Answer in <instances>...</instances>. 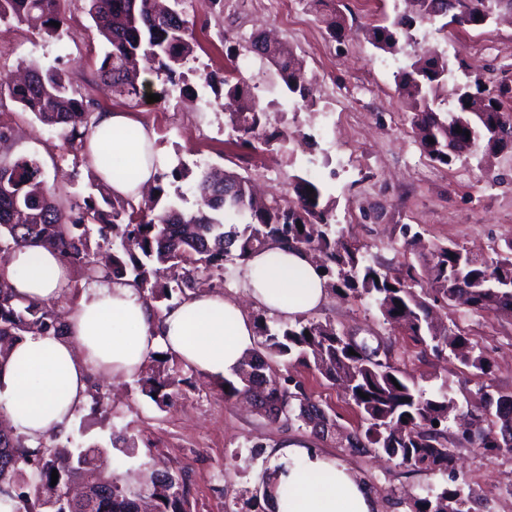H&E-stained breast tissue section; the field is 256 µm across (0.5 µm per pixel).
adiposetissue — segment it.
I'll list each match as a JSON object with an SVG mask.
<instances>
[{"mask_svg":"<svg viewBox=\"0 0 512 512\" xmlns=\"http://www.w3.org/2000/svg\"><path fill=\"white\" fill-rule=\"evenodd\" d=\"M155 141L154 131L127 113L99 112L87 152L114 194L137 197L164 164ZM104 156L120 158L122 167L101 165ZM0 271L18 296L37 304L58 301L70 289L62 257L44 247L17 251ZM239 275L244 298L198 291L160 313L131 281L92 280L73 304L64 335L26 334L0 364V412L38 444L69 430L91 375L111 381L134 377L161 347L205 375L233 377L255 343L247 305L291 319L320 309L330 297L307 255L285 242L251 255ZM272 463L278 468L273 512H377L369 486L309 441L281 439Z\"/></svg>","mask_w":512,"mask_h":512,"instance_id":"obj_1","label":"adipose tissue"}]
</instances>
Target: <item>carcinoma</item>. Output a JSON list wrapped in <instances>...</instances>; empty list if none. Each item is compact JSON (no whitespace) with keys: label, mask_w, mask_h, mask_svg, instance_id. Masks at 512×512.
<instances>
[{"label":"carcinoma","mask_w":512,"mask_h":512,"mask_svg":"<svg viewBox=\"0 0 512 512\" xmlns=\"http://www.w3.org/2000/svg\"><path fill=\"white\" fill-rule=\"evenodd\" d=\"M174 7H158V0H87L88 14L108 45L101 62V79L112 91L131 100L141 98L139 58L158 61L159 71L176 83L178 69L193 55L194 23ZM330 37L344 34L346 19L335 0H304ZM416 15L397 14L384 25L364 28L365 39L377 50L397 54L411 44L412 30L424 21L443 20L467 8L470 18L490 12H512V0H416ZM15 20L48 35L62 22L60 0H0V22ZM246 49L274 67L283 92L306 106L313 91L306 79L305 62L288 45L260 35L250 37ZM448 59L429 50L393 73L397 91L410 100V124L427 157L441 165L475 153L493 154L502 146L492 137L501 117L512 107L501 94L490 92L479 80L457 82L445 107L440 91L448 85ZM226 125L236 145L257 150L287 132L272 126L269 112L255 100L244 80L226 75ZM13 104L32 113L43 124L59 127L73 153L84 150L94 123V112L67 75L29 62L26 75L16 81L0 77V112ZM186 168L169 174L187 178ZM160 173L152 195L143 202L121 196H93L64 206L61 187L48 185L39 161L20 155L0 160V247L9 251L31 246L50 247L81 265L88 280L105 272L119 280L130 278L153 308L186 295L195 277L224 274L226 264H241L256 250L281 241L305 250L317 264L332 292L374 300L383 322L403 325L414 340L436 353L446 350L478 375L490 373L484 351L466 337L439 323L437 308L448 305L471 310H493L512 315V291L495 290L502 272H512V242L489 263L448 244H436L423 259V273L407 271L393 277L372 262L363 247L347 242L332 224V204L312 181L295 177L292 194L258 198L249 180L222 169L210 168L195 180L197 209L183 212L170 201L163 186L169 176ZM313 191H307V188ZM230 217L243 220L242 230L224 231ZM99 225L102 237L112 234L119 246L112 259L99 265L90 258L85 227ZM303 229H298L297 225ZM259 340L245 356L235 377L223 379L224 398L246 397L273 422L309 428L317 436L336 434V417L313 402L290 376H279L277 366L299 363L317 371L332 384L344 386L360 415V425L345 436L350 448L382 452L401 465L422 471L454 469L455 455L448 447V419L457 403L444 389L427 392L393 361L390 350L363 340L349 353L348 332L329 320L305 315L292 321L256 316ZM65 324L53 308L26 301L10 291L0 273V364L15 343L28 333L64 334ZM310 336H305V333ZM171 357L151 358L140 372L141 392L159 406L168 404L181 380L171 373ZM367 397H360V393ZM479 403L470 414L463 437L491 454L512 452V395L478 390ZM438 426H433V421ZM101 448H68L43 442L36 447L13 431L0 429V495L19 503L18 512H142V501L154 503L155 512H190L186 471L157 470L130 483L102 471L96 464ZM58 482L51 485L52 470ZM412 512H476L472 493L458 483L443 485L413 501Z\"/></svg>","instance_id":"cac0c4a2"}]
</instances>
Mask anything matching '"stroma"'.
Returning a JSON list of instances; mask_svg holds the SVG:
<instances>
[{
	"label": "stroma",
	"mask_w": 512,
	"mask_h": 512,
	"mask_svg": "<svg viewBox=\"0 0 512 512\" xmlns=\"http://www.w3.org/2000/svg\"><path fill=\"white\" fill-rule=\"evenodd\" d=\"M347 20L341 40L329 37L324 25L302 0H224L223 13L212 12L209 0H183L193 20L196 48L184 66L178 89L168 90L164 75L147 72L144 91L154 103H136L104 86L99 67L105 43L88 13L86 0H61L63 24L55 35L15 21L0 23V76L23 63L37 61L69 75L96 110L133 113L154 130L156 147L167 168L185 164L193 173L221 168L250 178L268 194H285L290 178L316 183L334 204L333 215L345 235L357 241L370 258L391 275H403L417 264L407 247L409 234L425 242L445 243L490 259L505 240H512V149L488 163L474 157L448 166L433 163L421 150L411 129L409 112L393 81V73L409 55L438 48L448 57L454 80L482 78L486 87L512 80V20L500 18L479 30H440L438 24L417 27L406 55L385 54L364 39L361 29L382 23L394 0H336ZM266 30L288 42L305 61L312 83L313 107L297 105L276 86L272 69L253 55L228 56L231 46ZM482 53L473 66L472 48ZM240 68L249 85L261 86L264 101H274L273 119L295 137L259 152L232 143L224 110L203 76ZM11 137L0 152L38 158L47 180L63 188V201L91 194L97 177L90 161L67 159L69 146L61 129L40 123L33 114L10 107L0 115ZM61 166H54V159ZM447 324L481 346L491 373L481 377L454 358L439 356L414 342L407 331L382 323L368 301L331 296L316 311L317 319L381 340L397 365L429 391L449 385L459 405L478 400L481 384L512 393V315L472 312L451 306L442 312ZM285 374L300 382L306 394L338 424L354 430L358 417L344 395L316 371L292 365ZM168 406L157 407L142 395L135 379L111 384L91 383L100 398H87L68 432L55 435L62 446L98 444L109 450L112 473L121 480L154 470L184 468L190 473L191 512H228L233 503L255 495L264 469L251 459L253 443L273 447L285 436H301L348 463L375 491L379 512H410L413 496L449 480L465 482L476 512H512V453L489 454L463 439L459 428L448 430L455 456L453 474L423 472L398 466L360 449L347 448L331 437H318L294 426L271 422L243 405L225 399L220 380L191 372ZM136 441L133 455L113 449L115 437Z\"/></svg>",
	"instance_id": "obj_1"
}]
</instances>
